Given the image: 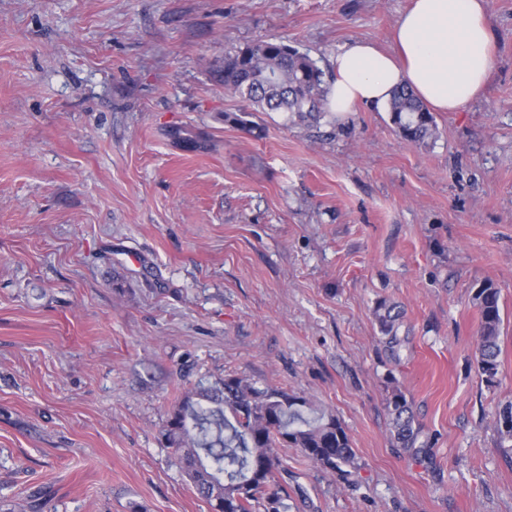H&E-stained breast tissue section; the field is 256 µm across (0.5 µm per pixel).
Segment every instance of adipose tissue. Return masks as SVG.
I'll list each match as a JSON object with an SVG mask.
<instances>
[{
    "instance_id": "adipose-tissue-1",
    "label": "adipose tissue",
    "mask_w": 512,
    "mask_h": 512,
    "mask_svg": "<svg viewBox=\"0 0 512 512\" xmlns=\"http://www.w3.org/2000/svg\"><path fill=\"white\" fill-rule=\"evenodd\" d=\"M493 47L486 0H413L396 24L392 50L355 41L336 53L328 109H383L404 85L434 111H460L483 97Z\"/></svg>"
}]
</instances>
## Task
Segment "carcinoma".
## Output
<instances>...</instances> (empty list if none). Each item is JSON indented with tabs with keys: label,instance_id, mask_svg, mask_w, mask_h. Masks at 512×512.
I'll return each mask as SVG.
<instances>
[{
	"label": "carcinoma",
	"instance_id": "1",
	"mask_svg": "<svg viewBox=\"0 0 512 512\" xmlns=\"http://www.w3.org/2000/svg\"><path fill=\"white\" fill-rule=\"evenodd\" d=\"M213 78L247 106L238 114L224 113V121L256 139L262 138L263 127L249 120L254 112H283L291 121L306 124L327 111L329 72L280 40H260L224 55ZM388 112L405 141L425 145L436 137L434 116L409 87L394 90ZM168 136L177 146L197 144V137L185 127L169 130ZM474 300L481 316L477 368L482 380L492 385L500 366V293L486 283ZM375 315L381 332L396 341L398 307L383 302ZM309 408L308 400L275 385L259 387L245 377L226 375L186 391L163 438L209 512H288V488L268 493L282 466L278 449L297 448L307 461L332 473L348 475L358 467L339 419L324 411L309 419L304 416ZM387 409L394 440L413 448L418 431L412 406L400 388L392 390ZM498 423L502 437L512 441V402L501 408Z\"/></svg>",
	"mask_w": 512,
	"mask_h": 512
}]
</instances>
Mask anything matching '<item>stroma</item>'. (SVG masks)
<instances>
[{"mask_svg":"<svg viewBox=\"0 0 512 512\" xmlns=\"http://www.w3.org/2000/svg\"><path fill=\"white\" fill-rule=\"evenodd\" d=\"M487 2L486 94L419 147L364 105L314 127L258 112L249 137L211 77L270 38L324 65L353 40L391 50L410 0H0V512H208L161 432L227 374L350 436L348 478L281 449L278 482L304 491L288 512H512V0ZM384 300L404 311L393 351ZM474 300L481 316L477 368L482 380L488 385H493L496 383L500 366V293L493 284L486 283L476 291ZM387 409L392 426V435L402 448H414L418 431L414 428L412 406L404 392L396 387L387 401Z\"/></svg>","mask_w":512,"mask_h":512,"instance_id":"1","label":"stroma"}]
</instances>
